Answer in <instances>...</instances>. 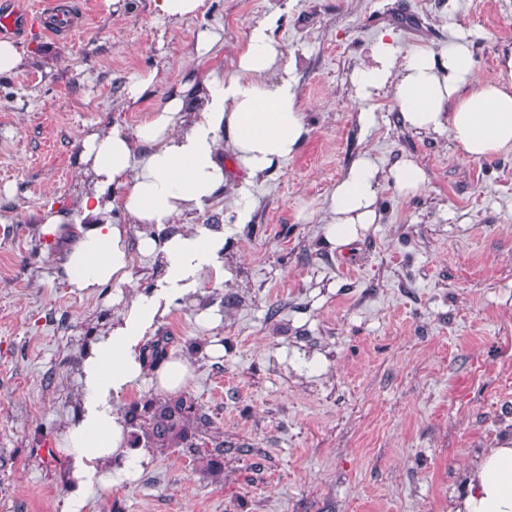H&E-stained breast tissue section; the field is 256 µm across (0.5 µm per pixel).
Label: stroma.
<instances>
[{
    "mask_svg": "<svg viewBox=\"0 0 512 512\" xmlns=\"http://www.w3.org/2000/svg\"><path fill=\"white\" fill-rule=\"evenodd\" d=\"M65 2L83 25L15 37L28 64L0 74V512H448L463 472L512 431V151L467 158L447 131L403 126L388 91L356 101L351 73L385 33L440 53L459 30L478 78L497 82L512 0H205L180 21L153 0ZM268 18L297 60L309 137L254 183L229 169L175 222L223 224L228 275H203L154 329L190 364L183 392L223 439L224 472L155 450L139 480L73 510L57 442L82 407L83 356L120 307L112 289L60 282L64 244L41 235L42 211L52 200L81 220L80 132L134 126L187 73L232 72ZM204 27L221 40L200 57ZM145 71L153 90L129 101ZM366 151L385 169L412 160L424 187L403 198L384 184L378 224L330 247L301 214Z\"/></svg>",
    "mask_w": 512,
    "mask_h": 512,
    "instance_id": "1",
    "label": "stroma"
}]
</instances>
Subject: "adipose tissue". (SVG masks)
I'll return each instance as SVG.
<instances>
[{"instance_id": "adipose-tissue-1", "label": "adipose tissue", "mask_w": 512, "mask_h": 512, "mask_svg": "<svg viewBox=\"0 0 512 512\" xmlns=\"http://www.w3.org/2000/svg\"><path fill=\"white\" fill-rule=\"evenodd\" d=\"M273 26L264 20L252 28L232 73L203 84L187 79L132 129L116 125L81 134L78 165L85 188L76 207L82 222L73 228L72 246L58 257L62 281L79 295L120 288L132 281L137 253L162 271L154 294L129 296L82 361L84 410L62 433L59 448L70 462L71 484L84 494L106 482L135 480L149 463L146 449L130 447L129 426L115 404L145 380L161 393L186 386L190 365L184 358L148 373L144 341L174 299L195 294L203 272L225 275L223 230L172 234L167 225L200 209L223 187L220 143L254 180L292 159L308 136L293 61L273 37ZM505 68L498 82L479 85L464 43L453 42L440 54L424 45L402 54L387 33L351 82L360 101L388 88L404 126L447 130L463 154L482 159L512 151V55ZM388 182L410 197L422 190L424 176L407 159L387 170L366 153L354 161L324 199L329 245L349 246L376 223L377 195ZM449 512H512V437H503L467 471Z\"/></svg>"}]
</instances>
